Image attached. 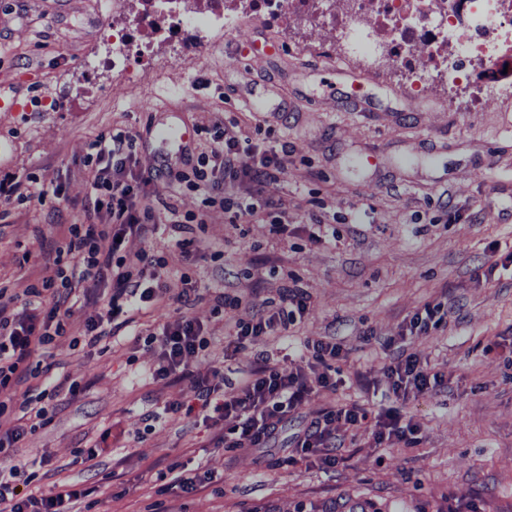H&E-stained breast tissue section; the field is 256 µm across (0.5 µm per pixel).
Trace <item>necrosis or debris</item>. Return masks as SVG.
Wrapping results in <instances>:
<instances>
[{"instance_id":"necrosis-or-debris-1","label":"necrosis or debris","mask_w":512,"mask_h":512,"mask_svg":"<svg viewBox=\"0 0 512 512\" xmlns=\"http://www.w3.org/2000/svg\"><path fill=\"white\" fill-rule=\"evenodd\" d=\"M112 28L129 61L144 58L149 37H171L205 16L208 30L240 35L272 20L282 27L310 13L311 0H138ZM346 59L367 69L402 66L414 75L443 70L449 95L465 90L477 106L512 93V0H330L318 24Z\"/></svg>"}]
</instances>
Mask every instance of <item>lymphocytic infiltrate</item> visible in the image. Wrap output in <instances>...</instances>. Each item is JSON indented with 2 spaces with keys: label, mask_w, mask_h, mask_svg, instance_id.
Listing matches in <instances>:
<instances>
[{
  "label": "lymphocytic infiltrate",
  "mask_w": 512,
  "mask_h": 512,
  "mask_svg": "<svg viewBox=\"0 0 512 512\" xmlns=\"http://www.w3.org/2000/svg\"><path fill=\"white\" fill-rule=\"evenodd\" d=\"M197 134L207 149L180 180L200 195L201 207L177 223L181 235L175 244L189 261L179 275H165L164 263L152 246L158 230L157 208L146 189L160 172L132 170L134 138L108 131L96 137L82 159L83 166L94 171L91 192L81 205L82 222L68 225L60 241L42 248L43 274L23 292L0 282V512H70V502L80 498L86 500L89 512L103 504L93 486H55L40 495L30 493L45 464L14 458L15 448L24 439L52 423L58 395L75 399L83 391L79 382L52 376L53 351L68 336L76 306L93 308V315L84 320L85 342L89 349L103 352L132 323L134 314L152 312L164 301L187 307L202 299L204 291L197 286L191 263L205 250L214 257L219 254L218 249H207L200 237L207 207L218 202L231 221L261 219L273 240L287 244L292 231L271 192L286 173L275 130L258 125L252 136L242 138L215 124L199 128ZM228 181L247 183L246 194L225 196ZM133 239L140 241V249L130 248ZM212 297L216 315L245 303L253 313L234 321L224 336L220 360L206 373L193 370L192 363L208 354L213 338L188 316L136 331L137 341L159 352L149 370L151 380L187 383L191 398L190 404L169 403L162 411L148 413L146 422H156L164 414L189 418L197 411L214 421L231 416L234 425L214 435L211 447L259 451L275 443L285 422L311 393L322 392L331 400L302 420L293 437V457L313 458L322 468H335L342 443L331 425L339 420L356 430L373 426L382 443L416 442L418 428L397 410L374 414L358 403L333 402L340 384L336 365L347 358L335 338L305 342L307 366L289 374L260 350V343L269 337L290 335L311 307V293L293 274H286L272 297L259 288L245 297L223 290ZM248 348L255 351L250 369L233 387H226L225 362ZM384 378L389 392L402 400L431 393L447 382L444 374L404 353L385 367ZM158 479L154 509L168 512L166 502L172 492L191 495L211 484L214 475L201 467L187 470L172 463Z\"/></svg>",
  "instance_id": "f902f5d3"
}]
</instances>
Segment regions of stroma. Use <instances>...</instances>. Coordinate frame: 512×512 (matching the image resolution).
I'll return each instance as SVG.
<instances>
[{
    "mask_svg": "<svg viewBox=\"0 0 512 512\" xmlns=\"http://www.w3.org/2000/svg\"><path fill=\"white\" fill-rule=\"evenodd\" d=\"M113 0H0V97L28 109L0 112V186L38 174L44 189L61 188L73 205L56 213L38 203L13 209L0 230V278L22 289L42 274L25 260L41 238L83 219L79 204L93 174L81 158L104 131L137 140L133 169L167 164L148 187L152 199L196 211V193L179 184L203 144L164 140L155 126L196 128L255 123L276 128L288 145L287 170L272 193L289 223L319 218L336 228V241L291 247L275 244L267 224L246 232L229 223L222 206L208 209L204 235L224 248L221 262L197 259L198 285L248 293L275 290L272 270L295 272L312 295L296 342L335 337L349 352L346 386L337 402L370 407L399 405L421 429L417 445L379 446L372 429L343 438V460L325 470L310 463L278 466L290 451L299 421L328 401L312 394L263 454L227 452L208 445L211 425L189 427L160 419L145 430V413L188 400L186 383L152 382L154 351L121 337L103 354L84 348L83 322L74 316L70 336L54 352L59 374L82 381L76 400H55L53 424L27 437L17 456L50 457L40 483L96 485L106 512H147L157 474L177 461L203 464L217 483L169 499L171 512H512V105L490 101L474 111L466 94L442 108L446 89L437 73L424 75V92L400 68L370 75L365 90L379 97L377 112L338 105L318 74L352 70L334 43L309 28L282 33L261 28L284 45L276 63L236 53V37L212 34L197 53L195 32L160 42L151 65L123 72L101 67L111 54L104 29ZM288 104L281 112L280 104ZM496 264L490 279L478 266ZM246 265V276L233 272ZM452 308L446 325L423 336L405 335L409 317L425 303ZM424 365L447 374V388L396 403L385 393L382 369L390 361L387 338ZM96 457L73 464L77 448Z\"/></svg>",
    "mask_w": 512,
    "mask_h": 512,
    "instance_id": "1",
    "label": "stroma"
}]
</instances>
